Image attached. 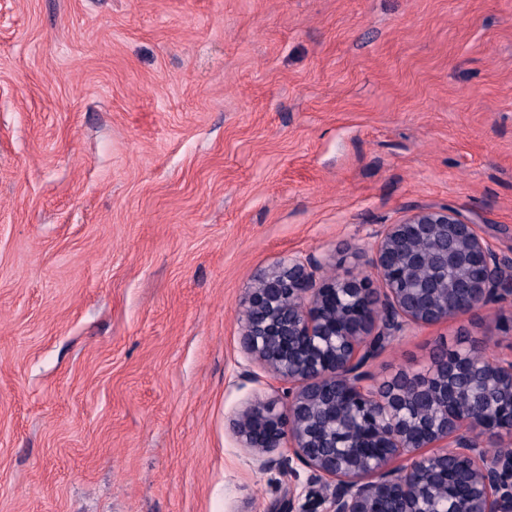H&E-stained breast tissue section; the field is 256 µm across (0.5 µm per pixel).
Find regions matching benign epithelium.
Masks as SVG:
<instances>
[{
    "mask_svg": "<svg viewBox=\"0 0 512 512\" xmlns=\"http://www.w3.org/2000/svg\"><path fill=\"white\" fill-rule=\"evenodd\" d=\"M374 238L379 289L367 279L319 281L310 257L257 276L240 345L285 388L249 405L234 422L236 437L261 467L288 443L315 479L333 486L327 512H429L423 494L432 480L450 488L454 512H470L469 497L451 492L448 472L456 470L469 476L480 512H512V448L491 452L479 440L512 434V356L474 368L446 351L435 372H401L378 385L368 371L406 329L512 295V261L448 208L415 210ZM427 264L445 272L454 264L458 273L422 277ZM422 397L437 409L431 420L406 414Z\"/></svg>",
    "mask_w": 512,
    "mask_h": 512,
    "instance_id": "obj_1",
    "label": "benign epithelium"
}]
</instances>
